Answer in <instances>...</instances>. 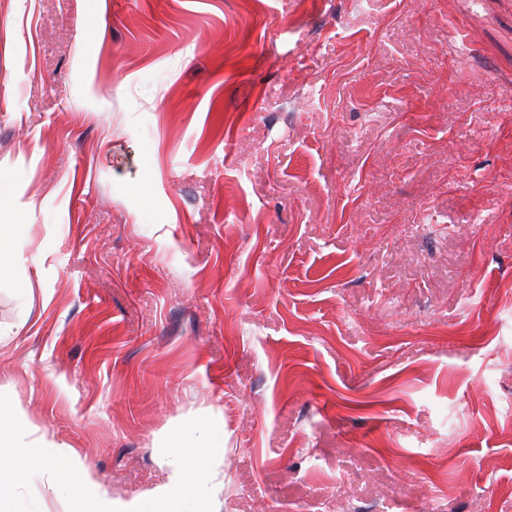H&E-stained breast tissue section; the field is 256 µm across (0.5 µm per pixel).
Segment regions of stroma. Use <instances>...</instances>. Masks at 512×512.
Instances as JSON below:
<instances>
[{
    "label": "stroma",
    "mask_w": 512,
    "mask_h": 512,
    "mask_svg": "<svg viewBox=\"0 0 512 512\" xmlns=\"http://www.w3.org/2000/svg\"><path fill=\"white\" fill-rule=\"evenodd\" d=\"M0 180V398L113 496L209 408L219 512H512V0H0Z\"/></svg>",
    "instance_id": "35a3bbf8"
}]
</instances>
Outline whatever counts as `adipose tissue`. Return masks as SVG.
<instances>
[{"instance_id":"obj_1","label":"adipose tissue","mask_w":512,"mask_h":512,"mask_svg":"<svg viewBox=\"0 0 512 512\" xmlns=\"http://www.w3.org/2000/svg\"><path fill=\"white\" fill-rule=\"evenodd\" d=\"M32 433L30 421L15 410L0 429V512H32L19 500L13 483L33 469L44 475L47 491L63 494L78 486L80 512H216L224 487L215 468L224 457V423L215 414L175 435L166 480L128 500L112 496L70 447L43 442Z\"/></svg>"}]
</instances>
